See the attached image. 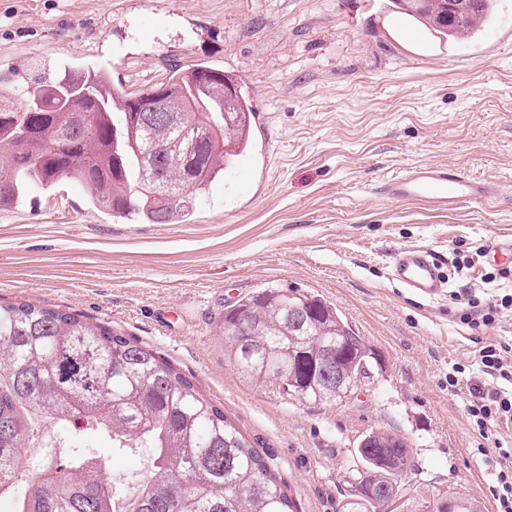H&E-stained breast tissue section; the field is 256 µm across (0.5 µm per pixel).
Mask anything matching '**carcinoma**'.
Here are the masks:
<instances>
[{
    "mask_svg": "<svg viewBox=\"0 0 512 512\" xmlns=\"http://www.w3.org/2000/svg\"><path fill=\"white\" fill-rule=\"evenodd\" d=\"M441 35L469 38L494 0H397ZM252 105L235 79L204 64L177 65L167 80L115 91L107 70L48 64L19 87L0 76V209L37 186L85 185L91 202L117 219L176 224L197 195L247 151ZM306 322L289 321L291 307ZM220 332L239 374L259 388L313 403L334 402L367 377L368 348L338 310L297 288H265L224 312ZM348 344L340 386L325 385L320 353ZM109 437L112 449H145L137 485L115 486L105 459L68 441L74 424ZM356 454L355 500L377 508L368 487L396 502L410 446L373 431ZM483 512L449 494L429 512ZM0 501L11 512H295L275 468L224 410L153 350L84 320L32 303H0Z\"/></svg>",
    "mask_w": 512,
    "mask_h": 512,
    "instance_id": "cac0c4a2",
    "label": "carcinoma"
}]
</instances>
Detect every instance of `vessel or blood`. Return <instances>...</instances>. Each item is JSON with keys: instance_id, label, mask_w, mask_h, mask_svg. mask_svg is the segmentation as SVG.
<instances>
[{"instance_id": "b4317fda", "label": "vessel or blood", "mask_w": 512, "mask_h": 512, "mask_svg": "<svg viewBox=\"0 0 512 512\" xmlns=\"http://www.w3.org/2000/svg\"><path fill=\"white\" fill-rule=\"evenodd\" d=\"M377 192L390 200L414 202L442 213L486 202L498 194L496 185L490 181L431 163L404 168L381 182ZM391 276L400 287L422 299L439 296L446 285L439 258L423 246H407L397 251Z\"/></svg>"}]
</instances>
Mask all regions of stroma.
<instances>
[{"mask_svg": "<svg viewBox=\"0 0 512 512\" xmlns=\"http://www.w3.org/2000/svg\"><path fill=\"white\" fill-rule=\"evenodd\" d=\"M397 17L395 0H0L2 73L92 65L132 91L171 62H205L249 96L246 188L226 172L184 222L112 218L69 180L0 210V302L76 313L156 352L270 459L297 512H341L358 443L377 430L412 447L394 512L449 491L497 512L512 448V422L479 432L466 406L481 348H512V311L471 328L455 303L512 291V262L487 254L512 238V0L472 40L431 34L423 57L391 30ZM415 162L498 195L445 214L377 194ZM409 245L445 260L443 295L391 280ZM268 286L320 295L364 338L369 375L348 396L264 392L225 360V309Z\"/></svg>", "mask_w": 512, "mask_h": 512, "instance_id": "stroma-1", "label": "stroma"}]
</instances>
